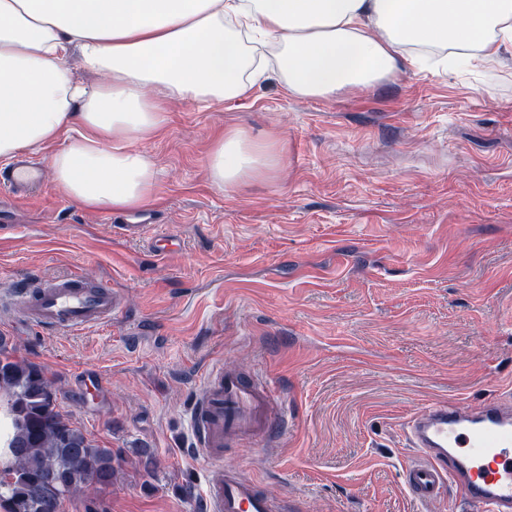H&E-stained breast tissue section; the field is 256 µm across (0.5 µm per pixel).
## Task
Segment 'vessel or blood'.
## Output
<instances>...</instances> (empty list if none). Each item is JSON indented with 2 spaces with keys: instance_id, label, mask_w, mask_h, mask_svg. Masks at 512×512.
<instances>
[{
  "instance_id": "vessel-or-blood-1",
  "label": "vessel or blood",
  "mask_w": 512,
  "mask_h": 512,
  "mask_svg": "<svg viewBox=\"0 0 512 512\" xmlns=\"http://www.w3.org/2000/svg\"><path fill=\"white\" fill-rule=\"evenodd\" d=\"M41 169L21 158L0 169V198L30 196ZM23 320L53 335L110 326L123 300L107 282L76 275L32 278L0 291ZM280 392L270 380L243 379L215 367L190 412L194 445L208 463L206 512H275L274 500L236 467L224 465V449L241 434L274 436ZM407 436L421 457L403 473L408 494L419 502L440 500L447 483L483 512H512V402L492 400L473 410L432 403L408 422Z\"/></svg>"
}]
</instances>
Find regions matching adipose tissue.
<instances>
[{"mask_svg":"<svg viewBox=\"0 0 512 512\" xmlns=\"http://www.w3.org/2000/svg\"><path fill=\"white\" fill-rule=\"evenodd\" d=\"M74 47L105 83L71 79ZM511 49L512 0H0V161L61 142L50 167L69 199L137 209L159 169L135 142L167 123L168 100L239 101L269 72L287 94L336 99ZM281 165L242 129L207 160L220 191Z\"/></svg>","mask_w":512,"mask_h":512,"instance_id":"adipose-tissue-1","label":"adipose tissue"}]
</instances>
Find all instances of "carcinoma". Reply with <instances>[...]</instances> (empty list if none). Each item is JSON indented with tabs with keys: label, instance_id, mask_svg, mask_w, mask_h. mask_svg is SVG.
Segmentation results:
<instances>
[{
	"label": "carcinoma",
	"instance_id": "obj_1",
	"mask_svg": "<svg viewBox=\"0 0 512 512\" xmlns=\"http://www.w3.org/2000/svg\"><path fill=\"white\" fill-rule=\"evenodd\" d=\"M0 397L8 405L13 455L0 476V504L8 512H61L65 498L112 484L118 456L91 444L58 410L42 368L15 357L1 338Z\"/></svg>",
	"mask_w": 512,
	"mask_h": 512
}]
</instances>
